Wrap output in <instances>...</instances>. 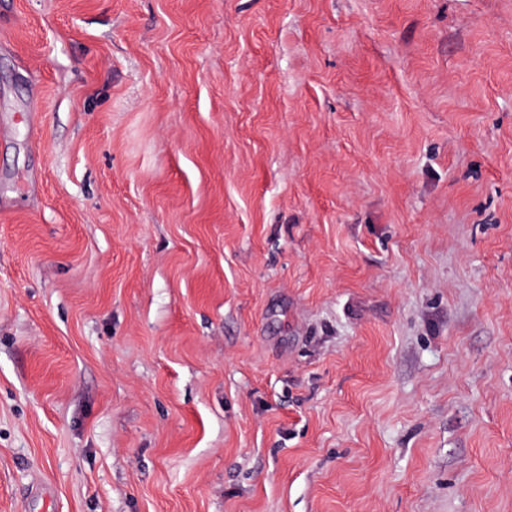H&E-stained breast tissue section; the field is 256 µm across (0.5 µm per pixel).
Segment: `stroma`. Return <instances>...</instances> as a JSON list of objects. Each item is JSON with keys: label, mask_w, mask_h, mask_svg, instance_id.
<instances>
[{"label": "stroma", "mask_w": 512, "mask_h": 512, "mask_svg": "<svg viewBox=\"0 0 512 512\" xmlns=\"http://www.w3.org/2000/svg\"><path fill=\"white\" fill-rule=\"evenodd\" d=\"M0 512H512V0H0Z\"/></svg>", "instance_id": "obj_1"}]
</instances>
